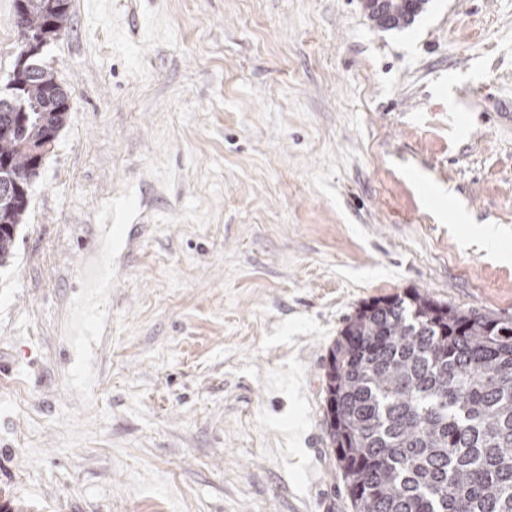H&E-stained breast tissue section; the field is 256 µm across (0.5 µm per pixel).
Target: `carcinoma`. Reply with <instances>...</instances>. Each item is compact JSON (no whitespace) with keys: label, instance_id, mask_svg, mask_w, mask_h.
<instances>
[{"label":"carcinoma","instance_id":"carcinoma-1","mask_svg":"<svg viewBox=\"0 0 512 512\" xmlns=\"http://www.w3.org/2000/svg\"><path fill=\"white\" fill-rule=\"evenodd\" d=\"M20 45L67 28L70 5L28 0ZM365 9L405 27L403 0ZM0 95V267L14 257L29 187L69 111L39 55ZM327 436L353 512H512V321L416 290L349 316L324 368Z\"/></svg>","mask_w":512,"mask_h":512}]
</instances>
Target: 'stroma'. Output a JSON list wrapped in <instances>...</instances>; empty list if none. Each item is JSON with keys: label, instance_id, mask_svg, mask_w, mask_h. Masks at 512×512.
<instances>
[{"label": "stroma", "instance_id": "1", "mask_svg": "<svg viewBox=\"0 0 512 512\" xmlns=\"http://www.w3.org/2000/svg\"><path fill=\"white\" fill-rule=\"evenodd\" d=\"M70 10L42 53L70 111L0 269V512H351L322 394L347 317L416 290L512 320V0L397 30L364 0ZM109 245L110 241L106 237L87 250L89 259L83 267V283L88 291L87 303L94 301L96 288L100 290L109 288L112 279L111 270L103 265L102 261Z\"/></svg>", "mask_w": 512, "mask_h": 512}]
</instances>
